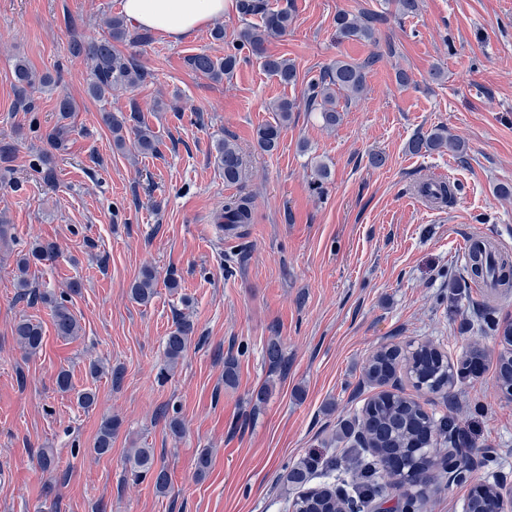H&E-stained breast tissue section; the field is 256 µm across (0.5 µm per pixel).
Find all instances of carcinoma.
<instances>
[{
    "label": "carcinoma",
    "instance_id": "1",
    "mask_svg": "<svg viewBox=\"0 0 512 512\" xmlns=\"http://www.w3.org/2000/svg\"><path fill=\"white\" fill-rule=\"evenodd\" d=\"M236 8L244 17H254L257 22L245 24L239 32L235 52L223 57H215L206 52L191 55L188 63L198 74L214 81L222 82L233 75L240 62L238 52L246 49L260 60L263 68L282 84L289 85L297 80V68L293 60L269 53L268 44L288 33L291 15L286 10H274L267 0H236ZM375 18L365 14H354L342 10L336 14V33L342 39L376 42L372 23ZM106 34L99 38H89L73 32L68 51L73 57H81L91 63L87 86L89 96L97 101L112 97L115 89H132L145 81L146 72L131 54L126 55L117 49L124 44L133 47L149 43L148 32L130 30L122 15H114L105 21ZM378 54H372L363 62L336 59L327 65L318 79L309 84V106L319 112L322 124L333 129L341 122L338 109V96L359 97L367 89V69L376 62ZM14 80L17 88L16 106L24 112L34 109L32 95L51 84V77L39 74L31 68L23 57L15 58ZM298 104L288 98L274 102L276 122L261 126L256 131L258 146L272 152L278 147L282 129L288 127ZM55 111L61 122L42 136L47 147L58 150L63 145L69 129L62 120L75 111V106L66 94L56 98ZM103 124L112 132L113 144L125 150L132 147L138 153L154 150L157 136L142 117L140 110L133 106L130 113L116 114L110 111L101 113ZM412 153L448 152L460 158L467 154L466 143L448 136L442 127L434 129L426 136H417L407 143ZM215 164L224 174V182L235 183L242 175L243 160L236 143L225 139L216 144ZM224 223L249 224L252 221V204L243 196L224 198ZM482 243H472V261L467 263L466 272L470 279L478 281L483 277V268L478 260ZM57 246L53 242L34 244L27 253L16 260L17 296L24 299L30 295V282L27 278L32 264L48 261L55 257ZM493 270L498 272L497 284L512 290V257L505 251H495L492 260ZM157 275L153 268L144 267L130 286L131 298L140 304H147L156 293ZM81 283L70 282L68 291L58 296L44 293L39 296L42 303L51 311L56 336L69 339L78 336L80 325L69 297L79 293ZM482 328L502 337V350L496 358L501 389L512 386V321H502L495 308L487 307L482 316ZM194 326L188 320H180L175 329L164 340L163 356L167 368H174L183 358ZM14 336L29 354L38 352L43 344L41 323L23 317L14 324ZM407 369L415 380V387L432 393L450 391L455 386L454 366L436 347L430 344L408 345L403 350L397 346L383 347L370 356L365 367L366 381L381 388L362 408L361 414L341 424L337 438H347L354 431H367L371 438V457L361 456L357 448H350L340 460L323 465L321 457L309 455L294 463L287 471L286 481L301 489L292 501L294 512H336L337 493L344 495L348 512H364L371 503L390 494L392 483L389 474L410 473L415 484L427 487L438 469L429 449L456 435L451 416L439 419L428 414L415 401L400 397L383 389L394 377L398 367ZM117 423L106 418L100 425L95 452L104 455L112 449V435ZM135 478H150L157 493L167 495L172 490L171 478L167 470L157 466L153 450L138 448L130 457ZM334 477V482L318 487H307L317 476ZM497 495L491 485H475L465 503L464 512H486L488 502Z\"/></svg>",
    "mask_w": 512,
    "mask_h": 512
}]
</instances>
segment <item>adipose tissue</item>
<instances>
[{
	"mask_svg": "<svg viewBox=\"0 0 512 512\" xmlns=\"http://www.w3.org/2000/svg\"><path fill=\"white\" fill-rule=\"evenodd\" d=\"M228 0H123L126 17L137 26L178 41L221 19Z\"/></svg>",
	"mask_w": 512,
	"mask_h": 512,
	"instance_id": "ef3b65f1",
	"label": "adipose tissue"
}]
</instances>
